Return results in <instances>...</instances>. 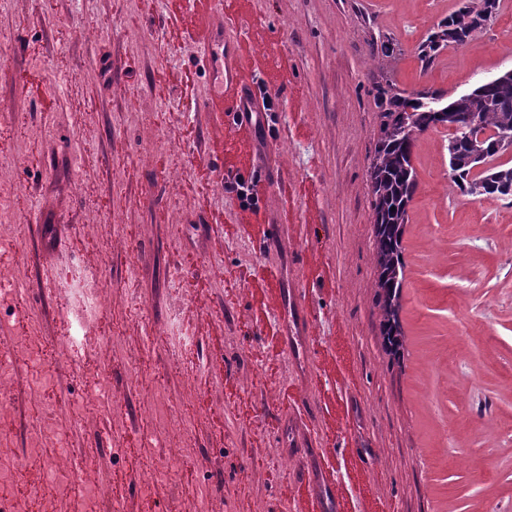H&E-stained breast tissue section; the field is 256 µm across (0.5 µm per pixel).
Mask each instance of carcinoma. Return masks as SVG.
Here are the masks:
<instances>
[{"label":"carcinoma","instance_id":"obj_1","mask_svg":"<svg viewBox=\"0 0 512 512\" xmlns=\"http://www.w3.org/2000/svg\"><path fill=\"white\" fill-rule=\"evenodd\" d=\"M500 0H463L442 19L417 49L423 68L431 66L450 44L466 45L496 18ZM378 136L367 170L374 227L377 271L375 303L387 352L401 358L405 336L401 323L405 272L402 245L409 206L417 188L413 164L419 137L443 124L452 129L445 149L451 181L476 199H501L512 187V71L499 74L451 99L433 91L407 93L390 80L376 87ZM478 126L469 127L470 116Z\"/></svg>","mask_w":512,"mask_h":512}]
</instances>
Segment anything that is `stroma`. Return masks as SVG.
<instances>
[{"label": "stroma", "instance_id": "35a3bbf8", "mask_svg": "<svg viewBox=\"0 0 512 512\" xmlns=\"http://www.w3.org/2000/svg\"><path fill=\"white\" fill-rule=\"evenodd\" d=\"M459 0H0V319L51 347L96 282L89 364L52 356L55 394L94 422L69 434L125 512H309L301 449L344 512H512V202L453 185L447 131L422 134L403 236L401 359L385 350L367 167L376 86L454 97L512 70V0L429 68L416 48ZM239 42L278 112L259 212L226 191L249 132L203 111L204 29ZM397 44L388 74L373 45ZM283 229L272 242L269 225ZM312 321L308 362L280 341L273 291ZM191 443L192 479L144 497L131 453Z\"/></svg>", "mask_w": 512, "mask_h": 512}]
</instances>
